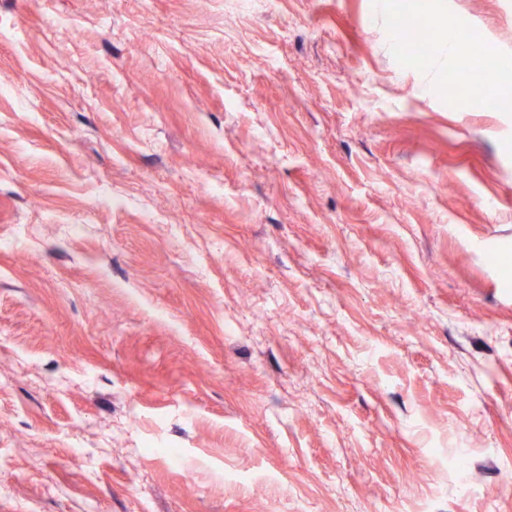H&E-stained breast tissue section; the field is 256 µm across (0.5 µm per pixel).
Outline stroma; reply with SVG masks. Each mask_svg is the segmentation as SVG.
<instances>
[{
	"mask_svg": "<svg viewBox=\"0 0 512 512\" xmlns=\"http://www.w3.org/2000/svg\"><path fill=\"white\" fill-rule=\"evenodd\" d=\"M501 54L512 0H0V512H512ZM399 36L402 44L410 49L415 57L429 56L436 47L434 35L424 36L419 25L413 20L400 28Z\"/></svg>",
	"mask_w": 512,
	"mask_h": 512,
	"instance_id": "35a3bbf8",
	"label": "stroma"
}]
</instances>
